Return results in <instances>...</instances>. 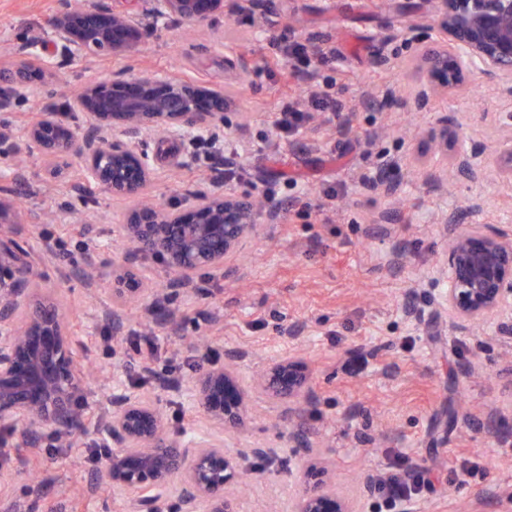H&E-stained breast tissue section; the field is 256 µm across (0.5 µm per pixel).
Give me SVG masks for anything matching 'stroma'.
Here are the masks:
<instances>
[{"label": "stroma", "mask_w": 512, "mask_h": 512, "mask_svg": "<svg viewBox=\"0 0 512 512\" xmlns=\"http://www.w3.org/2000/svg\"><path fill=\"white\" fill-rule=\"evenodd\" d=\"M58 8L59 0H0V67L27 52L50 73L37 95L0 112V127L15 142L36 113L61 110L86 83L133 72L196 79L223 87L236 107L220 129L186 130L164 141L137 136L160 172L148 195L171 203L209 190L229 162L236 176L227 188L259 198L273 189L282 211L279 224L231 258L237 279L204 271L196 276L198 294L171 297L181 315L176 327H155L143 305H130L116 339L97 314L112 302V262L122 253L113 227L135 200L71 193L68 185L84 167L76 158L54 178L38 155L0 156V188L13 189L22 210L43 218L16 225L17 237L46 257L44 282L58 287L74 346L99 372L86 389L89 411L101 414L108 393L147 394L170 431L188 442L206 428L190 393L196 375L244 349L249 357L239 371L248 384L262 364L296 355L312 376L304 417L316 445L291 447L282 406L256 399L246 427L226 439L230 448L267 449L265 457L242 462L250 485L240 512H289L312 464L328 471L356 512H388L383 495H365L362 481L395 471L414 473L425 485L398 512H512V341L500 338L496 320L464 328L433 307L443 287V216L470 224L476 197L477 218L512 228V199L489 180L437 186L435 168L419 161L420 134L442 118L468 143L490 147L499 126L512 124V100L477 83L465 102L414 105L421 33L410 24L426 18L427 0H271L255 23L228 11L207 27L148 15L134 56L67 64L32 44L49 39ZM284 27L335 49V65L319 73L352 117L317 115L283 141L274 126L277 106L299 88L268 62L267 43ZM228 139L236 152L224 163L217 147ZM377 172L397 185V197L369 182ZM79 215L93 225L91 235L74 231ZM88 267L98 282L93 294L84 286ZM214 316L219 324H211ZM137 333L156 339L155 371L176 381L177 390L155 389L133 365L112 374L113 364L133 354ZM449 407L458 415L450 428L442 416ZM8 442L0 471L11 474L12 496L29 501L33 512H69L70 494L80 487L79 512H126V495L98 484L83 447L34 454L18 436Z\"/></svg>", "instance_id": "obj_1"}]
</instances>
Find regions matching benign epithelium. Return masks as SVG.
<instances>
[{"instance_id":"benign-epithelium-1","label":"benign epithelium","mask_w":512,"mask_h":512,"mask_svg":"<svg viewBox=\"0 0 512 512\" xmlns=\"http://www.w3.org/2000/svg\"><path fill=\"white\" fill-rule=\"evenodd\" d=\"M415 69L418 101L464 93L474 79L497 85L512 96V0H429ZM147 12L199 26L224 13V0H147ZM141 18L109 8L105 2L78 9L71 0L52 24V44L62 61L93 54L132 55L140 48ZM45 71L29 61L0 69V112L28 95ZM234 101L216 86L191 79L151 74L107 79L81 89L62 112H42L26 128V149L50 159L79 158L84 181L70 185L81 194L86 184L116 197H139L157 172L136 143L109 142L104 133L127 136L172 135L182 129L222 128ZM459 128L441 120L425 140L423 158L453 179L476 181L491 176L512 187V128L506 127L488 150H468ZM280 208L239 195L215 183L203 194H189L166 205L141 204L125 215L119 238L126 246L112 270V305L99 318L122 335L126 305L137 300L165 327L178 322L164 309L166 293L145 282L139 260L157 259L168 274L166 289L190 296L198 291L195 275L207 270L234 275L226 267L250 239L279 223ZM23 220L12 194L0 192V431L19 433L23 444L39 447L45 436L54 446L71 448L84 435L80 422L87 406L82 358L75 352L59 310L55 289L30 282L44 259L19 245L13 225ZM448 252L441 269L445 288L436 299L439 311L462 327L489 318L512 338V229L472 224L456 229L443 218ZM244 352L228 353L192 381L191 391L203 419L216 429L245 427L253 394L239 380ZM265 397L288 406L293 426L288 440L312 448L303 412L312 392L306 362L297 356L273 360L255 378ZM107 414L95 433L110 448L102 479L129 495L128 512H239L233 488L240 482L243 450L224 440L202 436L194 447L172 434L164 414L146 395L107 396ZM179 478L174 507L165 509L164 491ZM291 512H355L353 503L332 485L305 482L293 497Z\"/></svg>"}]
</instances>
